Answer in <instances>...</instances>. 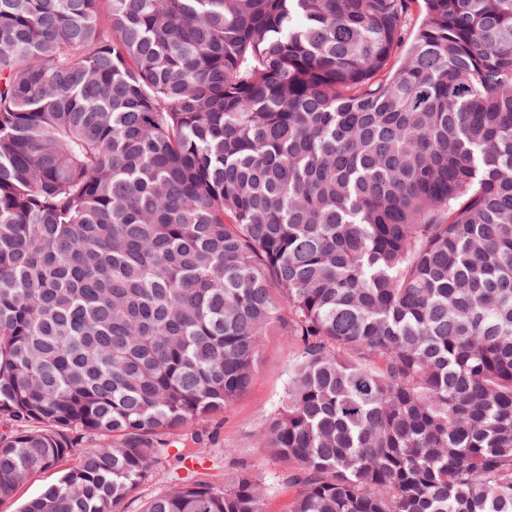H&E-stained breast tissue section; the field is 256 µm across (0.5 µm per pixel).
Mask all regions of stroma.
I'll return each mask as SVG.
<instances>
[{
	"label": "stroma",
	"instance_id": "stroma-1",
	"mask_svg": "<svg viewBox=\"0 0 512 512\" xmlns=\"http://www.w3.org/2000/svg\"><path fill=\"white\" fill-rule=\"evenodd\" d=\"M297 352L296 341L281 327L269 330L250 385L241 396L223 412L198 421L192 430L163 433V440L193 454V465L173 461L161 466L117 505L116 512H140L149 498L187 479L221 486L244 471L258 474L265 484L262 512H290L296 496L288 480L290 468L274 455L261 433L286 400L290 366Z\"/></svg>",
	"mask_w": 512,
	"mask_h": 512
}]
</instances>
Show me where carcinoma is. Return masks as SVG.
Listing matches in <instances>:
<instances>
[{"label":"carcinoma","instance_id":"1","mask_svg":"<svg viewBox=\"0 0 512 512\" xmlns=\"http://www.w3.org/2000/svg\"><path fill=\"white\" fill-rule=\"evenodd\" d=\"M101 2L0 0V502L114 512L279 324L291 512H512V0ZM56 471L57 469L50 468L41 473L31 475L20 489L19 497L25 499L38 494L45 485L56 478Z\"/></svg>","mask_w":512,"mask_h":512}]
</instances>
